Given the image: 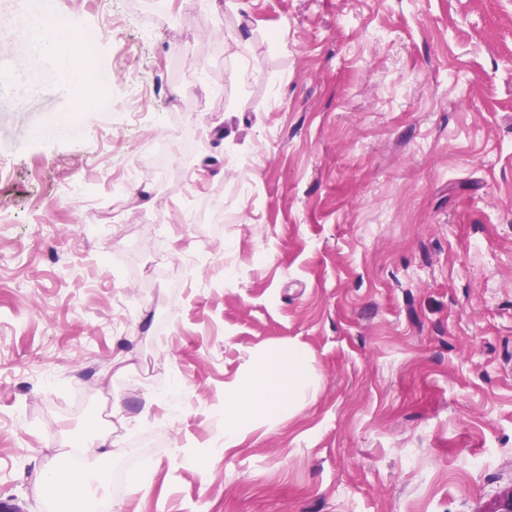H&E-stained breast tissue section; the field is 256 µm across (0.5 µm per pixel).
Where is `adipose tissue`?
Here are the masks:
<instances>
[{
  "instance_id": "adipose-tissue-1",
  "label": "adipose tissue",
  "mask_w": 512,
  "mask_h": 512,
  "mask_svg": "<svg viewBox=\"0 0 512 512\" xmlns=\"http://www.w3.org/2000/svg\"><path fill=\"white\" fill-rule=\"evenodd\" d=\"M9 25L21 35L14 52L29 86L39 84L49 63L54 64L61 76L72 77L75 64L68 49L76 45L78 35L56 23L51 7L33 12L22 2ZM309 382L298 354L270 351L255 357L243 379L224 393V431L220 446L236 445L246 427L254 421L275 423L294 406ZM50 482L59 493L82 502L94 492L106 490L108 476L99 469L78 471L63 461L51 473Z\"/></svg>"
}]
</instances>
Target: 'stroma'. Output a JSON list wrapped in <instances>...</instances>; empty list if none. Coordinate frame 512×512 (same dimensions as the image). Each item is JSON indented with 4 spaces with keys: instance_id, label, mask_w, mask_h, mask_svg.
Segmentation results:
<instances>
[{
    "instance_id": "35a3bbf8",
    "label": "stroma",
    "mask_w": 512,
    "mask_h": 512,
    "mask_svg": "<svg viewBox=\"0 0 512 512\" xmlns=\"http://www.w3.org/2000/svg\"><path fill=\"white\" fill-rule=\"evenodd\" d=\"M53 3L97 28L112 102L52 70L0 84V500L49 512L57 457L99 431L109 512H489L512 487V0ZM156 141L165 179L114 197ZM273 349L310 388L207 453Z\"/></svg>"
}]
</instances>
